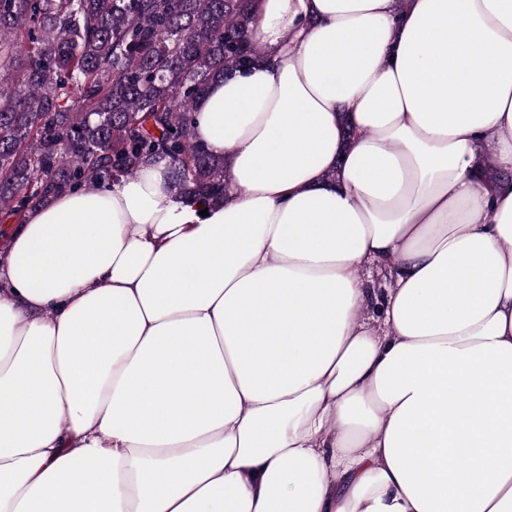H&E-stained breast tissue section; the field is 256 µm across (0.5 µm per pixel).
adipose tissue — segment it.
Masks as SVG:
<instances>
[{
    "mask_svg": "<svg viewBox=\"0 0 512 512\" xmlns=\"http://www.w3.org/2000/svg\"><path fill=\"white\" fill-rule=\"evenodd\" d=\"M252 15L224 207L158 163L0 244V512H512V0Z\"/></svg>",
    "mask_w": 512,
    "mask_h": 512,
    "instance_id": "adipose-tissue-1",
    "label": "adipose tissue"
}]
</instances>
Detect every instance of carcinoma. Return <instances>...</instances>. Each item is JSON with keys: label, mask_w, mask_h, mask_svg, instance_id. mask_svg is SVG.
<instances>
[{"label": "carcinoma", "mask_w": 512, "mask_h": 512, "mask_svg": "<svg viewBox=\"0 0 512 512\" xmlns=\"http://www.w3.org/2000/svg\"><path fill=\"white\" fill-rule=\"evenodd\" d=\"M252 0H0V214L166 163L174 199L229 200L193 138L210 83L265 58Z\"/></svg>", "instance_id": "cac0c4a2"}]
</instances>
